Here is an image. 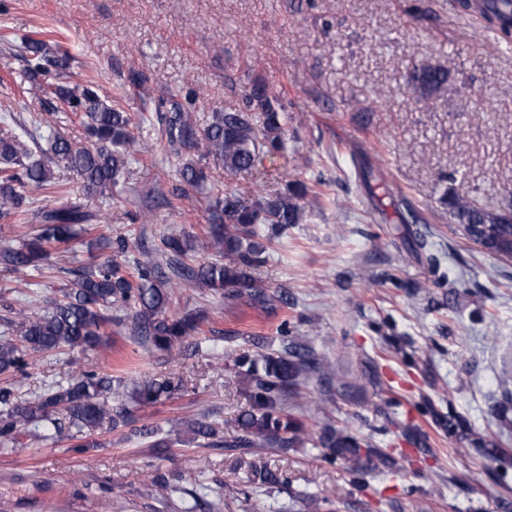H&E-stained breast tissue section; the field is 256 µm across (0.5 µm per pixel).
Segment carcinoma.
Instances as JSON below:
<instances>
[{
    "label": "carcinoma",
    "instance_id": "1",
    "mask_svg": "<svg viewBox=\"0 0 512 512\" xmlns=\"http://www.w3.org/2000/svg\"><path fill=\"white\" fill-rule=\"evenodd\" d=\"M481 8L504 35L512 33V0H482ZM23 47L31 80L69 111L80 114L86 143H75L56 133L48 140V147L35 153L26 134L0 129V222L18 223L29 217L38 224L34 237L0 248V268L16 274L39 268L53 253L66 252L70 243L88 233V226L104 220L102 214L77 201L34 209L30 194L61 193L56 170L63 167L82 178L87 193L107 198L118 184L129 155L142 148L135 134V116L102 97L94 81L75 86L60 82L69 57L59 45L30 36ZM412 81L421 98L429 100L447 87L448 71L424 66L413 72ZM198 97L192 88L170 91L156 108L162 135L183 157L177 173L185 184L195 188L203 185L211 163L223 167L226 174H234L284 149L288 113L264 82L254 81L245 90L243 109L214 112L203 127L192 118ZM306 197L307 187L300 181L268 196H245L224 189L209 208L211 224L204 229V241L188 232L162 238L168 274L148 257L136 262L131 272L127 239H96L99 248L112 249V258L68 270L71 278L64 283L60 298L6 319L10 335L0 336V374L21 368L29 351L70 354L94 348L106 336V327L114 323L170 356H180L183 344L200 330L201 316L170 312L173 285L228 289L231 297L240 296V289L245 288L251 299L268 301L251 275L265 261L267 246L261 239L271 240V236L263 235L260 225L275 231L301 223L308 211ZM439 202L472 242L481 247L494 242L506 252L512 247L511 204L478 208L451 191ZM199 246L211 252V259L195 261ZM230 367L247 385L250 409L236 417L231 433L222 441L210 423L192 421L188 430L194 439L226 448H293L307 441L306 422L292 414L288 400L303 374L321 369L316 358L307 351L242 354L232 359ZM175 391L177 386L170 380L143 381L132 385L127 399L140 407L150 406ZM120 422L130 425L134 420L126 408L117 411L112 407V377L94 368L80 370L73 380L56 384L29 401H19L10 388L0 387L1 448L19 443L30 427L51 440L65 425L94 430L105 425L112 429ZM132 432L149 439L153 448L165 450L172 445L170 435L158 428L140 427ZM317 447L324 449V458L331 462L338 458L350 462L353 472L372 462L370 449L337 434L331 426L323 429ZM252 472L262 485L284 483L264 466L254 464Z\"/></svg>",
    "mask_w": 512,
    "mask_h": 512
}]
</instances>
